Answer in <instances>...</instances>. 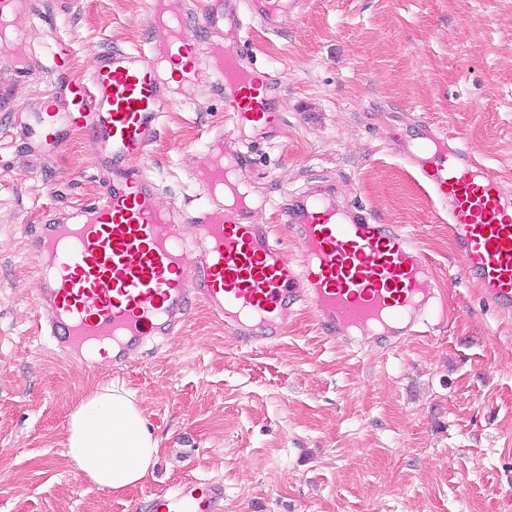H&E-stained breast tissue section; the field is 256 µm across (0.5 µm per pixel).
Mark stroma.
<instances>
[{
	"mask_svg": "<svg viewBox=\"0 0 512 512\" xmlns=\"http://www.w3.org/2000/svg\"><path fill=\"white\" fill-rule=\"evenodd\" d=\"M28 2L31 24L0 60V512H151L152 493L213 480L222 512H512V319L461 275L447 225L390 149L395 127L420 116L463 136L512 189V0H305L277 32H224L274 76L280 129L239 140L204 62L145 160L166 205L202 207L207 134L223 128L250 155L240 178L259 201L254 220L290 252L282 204L334 184L341 203L425 251L443 309L427 335L350 349L291 308L282 337L250 345L194 300L181 333L91 370L39 326L23 230L70 219L110 173L85 128L30 138L19 115L63 90L43 69L55 40L81 77L92 51L143 47L154 32L146 0ZM16 60L31 66L20 82ZM109 381L136 393L160 448L144 482L112 493L74 474L62 448L79 401Z\"/></svg>",
	"mask_w": 512,
	"mask_h": 512,
	"instance_id": "1",
	"label": "stroma"
}]
</instances>
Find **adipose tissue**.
<instances>
[{"mask_svg":"<svg viewBox=\"0 0 512 512\" xmlns=\"http://www.w3.org/2000/svg\"><path fill=\"white\" fill-rule=\"evenodd\" d=\"M64 455L76 474L97 488L120 491L142 482L159 453L135 394L109 383L71 413Z\"/></svg>","mask_w":512,"mask_h":512,"instance_id":"adipose-tissue-1","label":"adipose tissue"}]
</instances>
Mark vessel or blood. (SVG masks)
Here are the masks:
<instances>
[{
    "instance_id": "obj_1",
    "label": "vessel or blood",
    "mask_w": 512,
    "mask_h": 512,
    "mask_svg": "<svg viewBox=\"0 0 512 512\" xmlns=\"http://www.w3.org/2000/svg\"><path fill=\"white\" fill-rule=\"evenodd\" d=\"M304 0H208L202 26L244 28L255 21L278 29ZM23 0H0V28L18 32ZM147 21L160 39L145 50H108L88 61V78L57 106L28 124L58 130L61 122L89 129L98 139L112 179L103 199L73 224L27 228L39 276L37 306L57 349L86 368L87 350L109 343V359L123 363L159 336L173 334L189 303L236 339L261 343L283 334V310L304 307L321 334L350 344L369 335L399 344L422 335L438 312L439 289L423 249L400 228L375 223L334 193L302 196L284 210L298 255L288 257L269 225L252 220L253 206L236 174L249 156L223 150V132L209 136L211 157L203 182L205 207L179 212L165 205L142 161L171 102L158 75L181 63V79L195 80L198 53L216 75L234 131L261 140L278 129L283 101L274 86L261 97L260 81L243 52L200 43L178 0H148ZM414 136L399 134L395 154L408 166L437 215L446 216L462 273L484 299L512 316V191L483 166L474 148L420 121ZM224 486L180 484L155 495V512H218Z\"/></svg>"
}]
</instances>
